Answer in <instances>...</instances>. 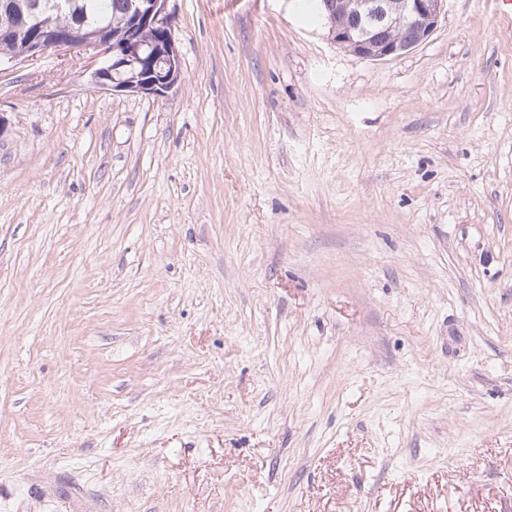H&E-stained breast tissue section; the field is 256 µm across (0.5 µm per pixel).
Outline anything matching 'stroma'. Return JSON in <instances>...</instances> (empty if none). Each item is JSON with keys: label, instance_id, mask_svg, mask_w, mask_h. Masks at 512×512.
<instances>
[{"label": "stroma", "instance_id": "stroma-1", "mask_svg": "<svg viewBox=\"0 0 512 512\" xmlns=\"http://www.w3.org/2000/svg\"><path fill=\"white\" fill-rule=\"evenodd\" d=\"M184 82L0 71V512H512V24L388 61L170 0Z\"/></svg>", "mask_w": 512, "mask_h": 512}]
</instances>
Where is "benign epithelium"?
I'll return each instance as SVG.
<instances>
[{"mask_svg":"<svg viewBox=\"0 0 512 512\" xmlns=\"http://www.w3.org/2000/svg\"><path fill=\"white\" fill-rule=\"evenodd\" d=\"M170 0H144L133 10L128 34L114 44L90 32L86 20L75 16L65 33L51 25V16L71 6V0H38L22 9L8 0L0 7L15 12L17 29L28 32L26 58L51 50L85 54L102 64L92 72L97 90L166 96L182 82L181 60L173 35ZM446 0H325L320 7L333 43L369 61L398 58L424 43L436 30ZM167 28L164 40L149 49L153 66L139 80H125L122 72L142 60L139 30L146 24Z\"/></svg>","mask_w":512,"mask_h":512,"instance_id":"obj_1","label":"benign epithelium"}]
</instances>
